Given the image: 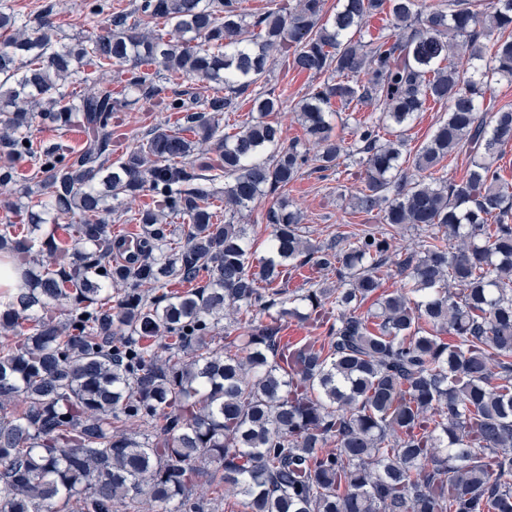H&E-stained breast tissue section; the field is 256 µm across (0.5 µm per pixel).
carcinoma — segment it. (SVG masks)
Masks as SVG:
<instances>
[{
	"mask_svg": "<svg viewBox=\"0 0 512 512\" xmlns=\"http://www.w3.org/2000/svg\"><path fill=\"white\" fill-rule=\"evenodd\" d=\"M89 8L107 14L100 30L63 43L53 6L21 23L0 2V30L12 32L0 46V192L13 191L19 158L34 181L3 203L26 232L0 225V251L24 271L0 309V512H217L194 497L207 466L246 512H512V187L495 167L512 109H481L492 81L512 82V0L484 11L342 0L329 18L325 0H284L250 22L239 0ZM382 14L392 36L364 41ZM278 55L326 76L296 104L307 142L283 144L266 121L283 101L262 92L258 116L224 134V113ZM186 79L211 94L169 90ZM132 92L176 121L114 161L112 113ZM430 101L448 117L405 168L407 126ZM335 102L378 116L349 143L328 120ZM36 122L77 123L87 137L65 154L34 141ZM204 146L220 163L195 164ZM462 151L466 178L440 174ZM347 160L364 167L352 208L383 226L315 245L282 200L266 212L273 256L250 271L241 220L309 164ZM145 192L155 205L122 209ZM169 216L186 223L177 240ZM123 217L144 236L114 264L112 219ZM408 229L424 233L417 251L391 260L393 234ZM390 262L401 285L388 292ZM305 264L336 283L286 296L288 267ZM230 308L239 318L219 340ZM286 316L324 321L326 336L285 346Z\"/></svg>",
	"mask_w": 512,
	"mask_h": 512,
	"instance_id": "1",
	"label": "carcinoma"
}]
</instances>
